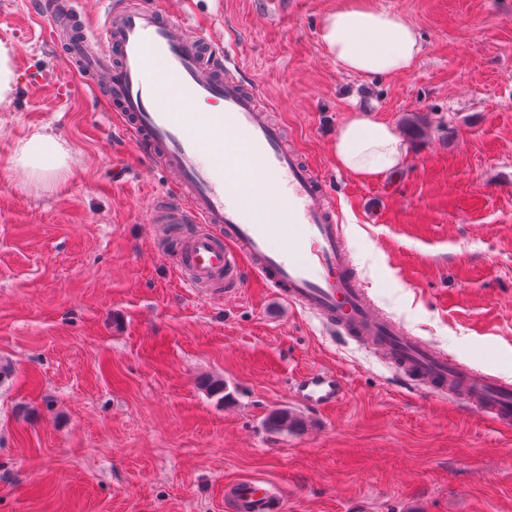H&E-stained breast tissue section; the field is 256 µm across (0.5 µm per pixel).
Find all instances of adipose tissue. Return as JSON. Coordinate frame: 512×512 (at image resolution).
<instances>
[{"instance_id":"adipose-tissue-1","label":"adipose tissue","mask_w":512,"mask_h":512,"mask_svg":"<svg viewBox=\"0 0 512 512\" xmlns=\"http://www.w3.org/2000/svg\"><path fill=\"white\" fill-rule=\"evenodd\" d=\"M327 53L347 72L358 76H391L408 72L421 52L411 24L400 15L373 6L370 0H346L320 27ZM339 167L361 178H378L404 168L406 147L388 123L352 112L334 145ZM66 151L45 133L33 134L19 149L18 166L34 179L59 175Z\"/></svg>"}]
</instances>
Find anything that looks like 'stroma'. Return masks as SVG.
<instances>
[{"label":"stroma","instance_id":"1","mask_svg":"<svg viewBox=\"0 0 512 512\" xmlns=\"http://www.w3.org/2000/svg\"><path fill=\"white\" fill-rule=\"evenodd\" d=\"M413 24L414 67L347 73L318 40L342 0H224L274 119L331 190L354 269L406 330L512 381V0H373ZM18 81L0 107V512H227L224 488L262 476L284 512H512V429L404 386L356 341L256 279L212 300L187 287L166 225L149 227L142 161L44 39L28 0H0ZM397 128L401 171L336 165L351 109ZM53 133L69 170L13 163ZM338 372L337 405L291 382ZM223 378L227 397L202 378ZM300 415L274 431L270 414ZM268 426L276 431L301 430L304 426V420L290 410L280 409L269 416Z\"/></svg>","mask_w":512,"mask_h":512}]
</instances>
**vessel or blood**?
Returning <instances> with one entry per match:
<instances>
[{"label":"vessel or blood","instance_id":"obj_1","mask_svg":"<svg viewBox=\"0 0 512 512\" xmlns=\"http://www.w3.org/2000/svg\"><path fill=\"white\" fill-rule=\"evenodd\" d=\"M178 4L171 11L163 0H70L62 12L56 0H39L32 15L51 29L56 49L142 157L141 180L165 172L167 185L151 196L144 221L190 225L176 242L187 286L234 291L241 285L237 258L245 256L250 275L330 331L384 355L423 393L512 427V383L440 352L374 306L347 256L324 180L289 150L284 127L268 120L234 44L194 19V0ZM168 97L180 110L165 105ZM202 102L215 111L196 112ZM243 148L271 196L246 201ZM291 390L314 408L345 393L329 371L306 374ZM226 499L231 512H281L283 503L262 478L234 482Z\"/></svg>","mask_w":512,"mask_h":512}]
</instances>
